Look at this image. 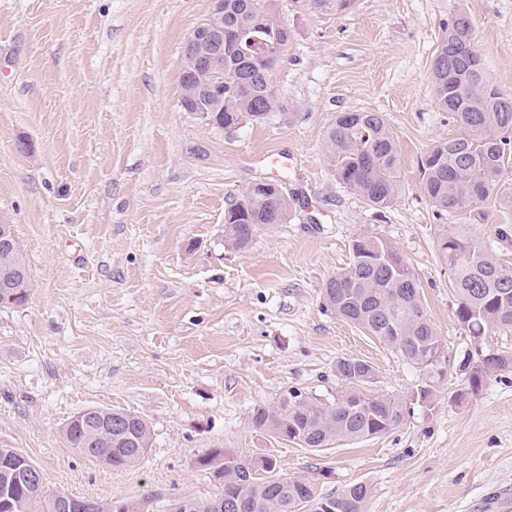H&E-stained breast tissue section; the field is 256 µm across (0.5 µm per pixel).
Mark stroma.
Instances as JSON below:
<instances>
[{"label":"stroma","mask_w":512,"mask_h":512,"mask_svg":"<svg viewBox=\"0 0 512 512\" xmlns=\"http://www.w3.org/2000/svg\"><path fill=\"white\" fill-rule=\"evenodd\" d=\"M211 0H0V224L15 227L32 287L0 309V448H17L47 492L97 501L220 495L198 459L213 448L276 459L320 495L362 482L365 512H512V370L463 406L471 348L436 249L443 224L512 267L504 220L484 203L434 207L417 160L458 128L431 93L448 20L467 13L485 73L512 92V0H354L337 13L279 0L288 50L280 107L221 129L184 111L176 80L187 34ZM341 112H379L401 152L400 186L377 209L323 156ZM273 180L291 209L249 248L224 242V212ZM387 240L413 271L442 339L443 374L403 359L327 309L323 287L353 240ZM341 357L372 363L373 396L408 403L370 440L312 451L256 430L253 407L299 389L329 404L347 391ZM430 402H416L420 389ZM144 418L152 445L113 469L69 447L62 427L88 407Z\"/></svg>","instance_id":"35a3bbf8"}]
</instances>
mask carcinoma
<instances>
[{"label": "carcinoma", "instance_id": "obj_1", "mask_svg": "<svg viewBox=\"0 0 512 512\" xmlns=\"http://www.w3.org/2000/svg\"><path fill=\"white\" fill-rule=\"evenodd\" d=\"M274 0H224V28L248 31L257 40L241 49L224 36V125L231 127L247 118L259 121L279 108L277 94L268 89L273 64L259 59L263 42L275 40L277 56L288 49V28L279 22ZM431 87L436 105L452 115L459 133L432 145L418 159L421 190L437 208L454 212L493 201L512 214V196L500 189L505 163L512 159V94L487 78L473 38V24L463 12L448 21L444 38L433 59ZM325 155L337 180L371 206L388 207L399 186L400 150L379 112H341L326 135ZM290 202L281 191L255 194L245 188L241 199L224 212V240L236 249L247 248L257 229L282 224ZM438 249L452 271L457 295L455 318L469 337L462 371L465 386L448 396L459 406L478 395L485 380L497 371L512 369V353L484 347L491 328L512 331V268L474 244L464 227L442 225ZM9 292L14 300L0 307H19L27 299L30 277L25 260H16ZM323 298L336 314L361 327L406 360L434 371L442 339L424 312L419 288L409 267L393 246L382 238H358L348 266L323 287ZM336 375L365 387L373 383V365L359 358L336 360ZM101 413L125 423L127 435L104 432L92 437L78 420L63 427L65 442L88 458L111 468L139 461L148 448L149 424L120 410ZM404 419L403 402L373 397L360 391L346 392L336 402L323 405L297 390L285 391L276 404H259L251 413L252 426L304 448H328L339 441H356L390 432ZM0 461V512H52L53 498L44 489L28 484L25 474L30 459L17 448L6 449ZM199 464L223 486L210 501L193 500L194 512H235L227 507L225 493L234 490L250 505L248 512H299L307 507L318 512L327 501L333 512H365L369 488L352 484L340 493L321 496L314 485L298 477L276 476V460L258 461L244 455L212 449ZM263 471L265 476L256 475ZM42 509L36 510V504ZM128 501H87L85 512H127Z\"/></svg>", "mask_w": 512, "mask_h": 512}]
</instances>
